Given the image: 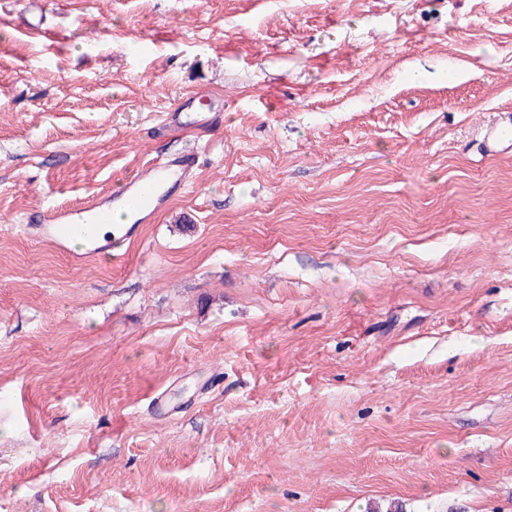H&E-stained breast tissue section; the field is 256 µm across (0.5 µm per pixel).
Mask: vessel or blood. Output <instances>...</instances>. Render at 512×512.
Returning a JSON list of instances; mask_svg holds the SVG:
<instances>
[{"label": "vessel or blood", "mask_w": 512, "mask_h": 512, "mask_svg": "<svg viewBox=\"0 0 512 512\" xmlns=\"http://www.w3.org/2000/svg\"><path fill=\"white\" fill-rule=\"evenodd\" d=\"M483 144L489 155L512 148L511 113H503L486 128ZM195 163L196 157L190 153L170 161H148L113 196H93L69 208H46L37 223L30 225L29 238L34 244L50 246L65 255L74 266H82L97 255L134 241L139 225L155 220L172 190L184 186ZM117 214L123 216V223H114ZM102 224L112 227L111 236L103 241L97 238ZM78 238L87 242L80 252L69 246L71 240Z\"/></svg>", "instance_id": "vessel-or-blood-1"}]
</instances>
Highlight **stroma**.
Segmentation results:
<instances>
[{"label": "stroma", "mask_w": 512, "mask_h": 512, "mask_svg": "<svg viewBox=\"0 0 512 512\" xmlns=\"http://www.w3.org/2000/svg\"><path fill=\"white\" fill-rule=\"evenodd\" d=\"M42 2L0 0V512H512V0ZM190 150L124 264L28 240ZM510 112L503 113L486 128L483 137L486 155H493L512 146V114Z\"/></svg>", "instance_id": "35a3bbf8"}]
</instances>
